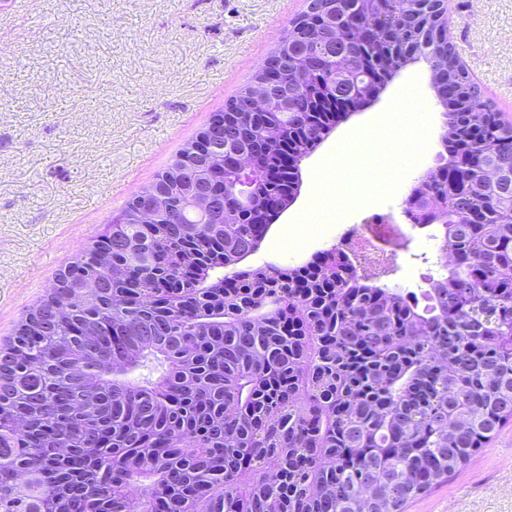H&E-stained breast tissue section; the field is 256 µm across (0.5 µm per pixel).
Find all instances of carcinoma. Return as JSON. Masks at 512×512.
Here are the masks:
<instances>
[{"instance_id":"carcinoma-1","label":"carcinoma","mask_w":512,"mask_h":512,"mask_svg":"<svg viewBox=\"0 0 512 512\" xmlns=\"http://www.w3.org/2000/svg\"><path fill=\"white\" fill-rule=\"evenodd\" d=\"M315 2L273 54L292 108L258 71L221 149L194 139L158 175L157 221L129 201L0 347V512H404L512 419V188L474 171L512 166V125L432 0ZM355 23L368 38L349 40ZM338 55L383 86L425 64L445 109L442 176L406 205L430 224L439 200L455 260L419 294L362 281L334 248L311 271L238 268L336 125ZM230 152L264 172L245 202ZM194 176L215 193L203 217L181 192Z\"/></svg>"}]
</instances>
